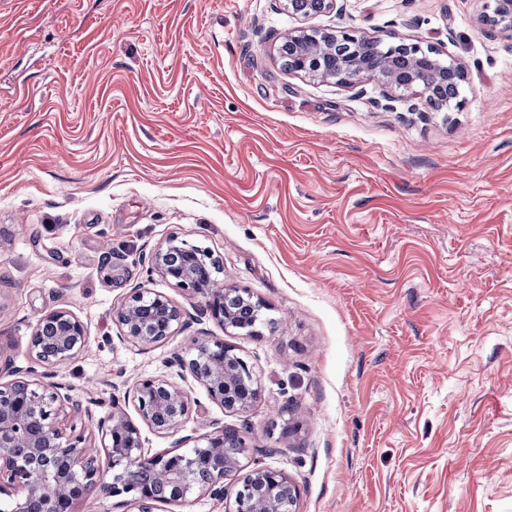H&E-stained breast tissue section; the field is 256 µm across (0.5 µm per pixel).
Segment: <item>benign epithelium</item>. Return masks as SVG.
<instances>
[{
    "label": "benign epithelium",
    "instance_id": "benign-epithelium-1",
    "mask_svg": "<svg viewBox=\"0 0 512 512\" xmlns=\"http://www.w3.org/2000/svg\"><path fill=\"white\" fill-rule=\"evenodd\" d=\"M490 12L481 23L512 32V0H490ZM286 67L321 81L336 75L311 67L310 59L328 50L326 43L304 31L289 34ZM438 53L421 62L429 68L431 83L416 82L415 71L406 73L408 87L419 86L430 94L441 79L436 68ZM400 72L389 60L355 58L339 79L355 84L367 78L384 87L402 86ZM202 248L189 246L173 237L153 256L154 266L176 287L204 298L195 316L166 295L136 286L117 312L122 340L141 348L163 343L177 330L210 317L224 328L235 327L229 303L241 292L224 287V280L210 278L198 259ZM88 343V327L65 308L43 314L29 336L31 357L49 378L54 369L77 358ZM195 354L180 358V370L203 386L208 399L230 411L248 408L257 398L245 384L253 369L221 340L198 338ZM141 423H135L118 405L97 420L102 447L107 449L112 479L106 480L98 463V449L81 435L67 436L56 426L66 410L81 411L82 405L58 382L17 378L0 382V480L12 489L10 512H75L78 502L98 493L123 496L133 512H153L158 502H184L197 494L223 500L228 496L224 476L237 469L246 445L224 447V430L196 439L185 451L148 455L143 451L140 425L157 435L169 436L182 430L195 401L177 383L153 377L139 381L129 391ZM298 488L284 473L270 467L252 469L233 492L230 512H296Z\"/></svg>",
    "mask_w": 512,
    "mask_h": 512
}]
</instances>
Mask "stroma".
I'll list each match as a JSON object with an SVG mask.
<instances>
[{"mask_svg": "<svg viewBox=\"0 0 512 512\" xmlns=\"http://www.w3.org/2000/svg\"><path fill=\"white\" fill-rule=\"evenodd\" d=\"M338 4L0 0V346L29 368L38 318L70 310L73 397L130 412L135 382H180L181 435L248 444L226 486L275 468L297 512H512V33L482 30L487 0ZM300 29L434 47L461 103L288 73ZM173 236L263 303L259 334L121 339L135 286L203 305L152 264ZM202 335L252 367L246 410L180 378Z\"/></svg>", "mask_w": 512, "mask_h": 512, "instance_id": "obj_1", "label": "stroma"}]
</instances>
